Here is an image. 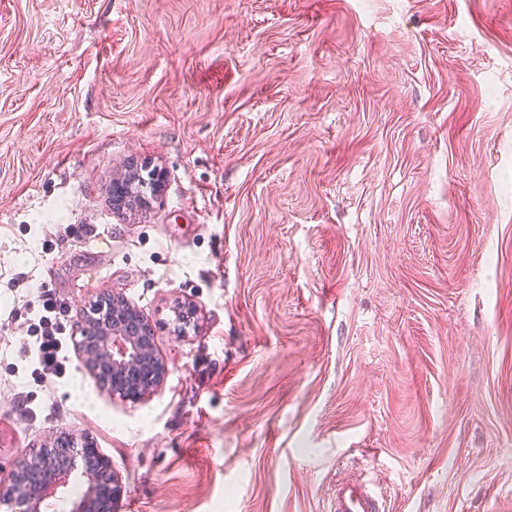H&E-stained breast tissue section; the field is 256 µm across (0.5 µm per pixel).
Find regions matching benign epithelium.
Returning a JSON list of instances; mask_svg holds the SVG:
<instances>
[{
	"instance_id": "1",
	"label": "benign epithelium",
	"mask_w": 512,
	"mask_h": 512,
	"mask_svg": "<svg viewBox=\"0 0 512 512\" xmlns=\"http://www.w3.org/2000/svg\"><path fill=\"white\" fill-rule=\"evenodd\" d=\"M135 182L121 178L112 181V203L124 206L139 193ZM83 336L79 350L88 366L109 379L112 392L125 398H138L154 391L161 383L165 365L155 353L153 331L143 317L131 308L113 309L112 323L105 326L85 318L80 324ZM69 453L62 458L52 454L23 457L11 476V492L0 497L6 512H44L47 490L67 483L75 471L76 459L92 451L89 443L70 438ZM87 479L86 494L71 503L70 512H112L118 493L112 470L104 462L80 472Z\"/></svg>"
}]
</instances>
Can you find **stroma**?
<instances>
[{
	"label": "stroma",
	"instance_id": "1",
	"mask_svg": "<svg viewBox=\"0 0 512 512\" xmlns=\"http://www.w3.org/2000/svg\"><path fill=\"white\" fill-rule=\"evenodd\" d=\"M31 285L158 390L33 375ZM70 436L115 512H512V0H0V491ZM103 321L88 317L79 324L83 331L79 350L88 366L112 384V392L125 398H138L153 392L161 383L165 365L155 353L151 326L133 309L109 306ZM379 499L363 480H349L336 486L330 512H379Z\"/></svg>",
	"mask_w": 512,
	"mask_h": 512
}]
</instances>
